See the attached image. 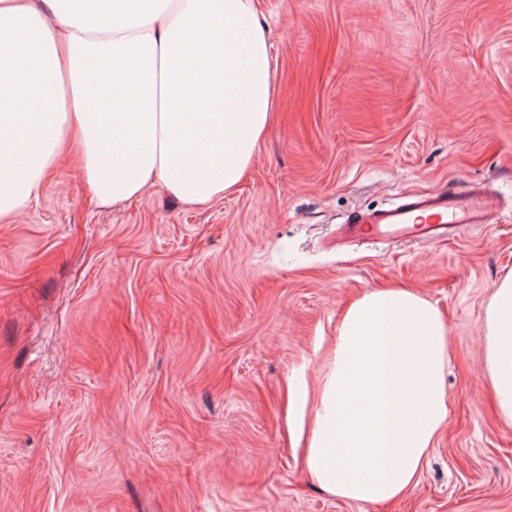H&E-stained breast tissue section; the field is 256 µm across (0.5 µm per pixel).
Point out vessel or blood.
<instances>
[{"instance_id":"vessel-or-blood-1","label":"vessel or blood","mask_w":512,"mask_h":512,"mask_svg":"<svg viewBox=\"0 0 512 512\" xmlns=\"http://www.w3.org/2000/svg\"><path fill=\"white\" fill-rule=\"evenodd\" d=\"M496 209L490 196L471 190H448L359 214L346 229L352 237L364 240L451 239L466 225L490 223Z\"/></svg>"}]
</instances>
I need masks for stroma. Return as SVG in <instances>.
Wrapping results in <instances>:
<instances>
[{"instance_id":"35a3bbf8","label":"stroma","mask_w":512,"mask_h":512,"mask_svg":"<svg viewBox=\"0 0 512 512\" xmlns=\"http://www.w3.org/2000/svg\"><path fill=\"white\" fill-rule=\"evenodd\" d=\"M275 113L239 188L100 205L73 161L0 221V512H512V426L482 361L512 271V0H255ZM480 185L452 240L343 238L347 217ZM448 326V420L417 483L321 491L288 378L365 291Z\"/></svg>"}]
</instances>
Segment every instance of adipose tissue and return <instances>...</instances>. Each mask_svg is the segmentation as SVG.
Wrapping results in <instances>:
<instances>
[{
    "instance_id": "1",
    "label": "adipose tissue",
    "mask_w": 512,
    "mask_h": 512,
    "mask_svg": "<svg viewBox=\"0 0 512 512\" xmlns=\"http://www.w3.org/2000/svg\"><path fill=\"white\" fill-rule=\"evenodd\" d=\"M62 0H0V217L15 218L66 156L98 200L159 186L203 204L233 192L273 114L253 0H92L93 30L55 26ZM485 374L512 425V272L485 311ZM448 329L405 288L343 312L313 396L308 471L332 496L391 501L414 485L448 419Z\"/></svg>"
}]
</instances>
